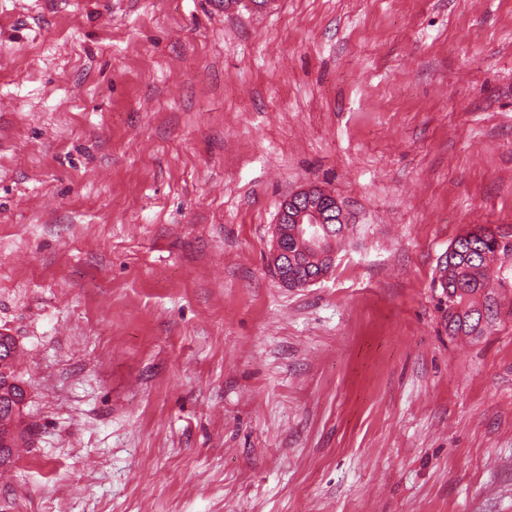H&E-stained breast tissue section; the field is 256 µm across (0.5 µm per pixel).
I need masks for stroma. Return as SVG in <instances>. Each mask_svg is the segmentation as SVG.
<instances>
[{"label":"stroma","instance_id":"obj_1","mask_svg":"<svg viewBox=\"0 0 512 512\" xmlns=\"http://www.w3.org/2000/svg\"><path fill=\"white\" fill-rule=\"evenodd\" d=\"M348 226L267 265L282 201ZM512 0H0V512H512ZM482 226L458 236L448 247L439 267V282L448 299L449 336H471L479 330V307L495 316L494 303L486 289L491 280L490 262L499 250L495 234ZM484 299V301H481ZM17 342L13 336L0 333V387L2 379H10L16 384L9 386V398L0 399V467H5L12 461L13 448H16L14 421L21 405L26 400V391L18 378L14 364L17 356ZM13 403V404H12Z\"/></svg>","mask_w":512,"mask_h":512}]
</instances>
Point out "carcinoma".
Masks as SVG:
<instances>
[{"mask_svg": "<svg viewBox=\"0 0 512 512\" xmlns=\"http://www.w3.org/2000/svg\"><path fill=\"white\" fill-rule=\"evenodd\" d=\"M499 250L495 234H478L471 229L458 236L448 247L439 267V282L448 299V335L471 336L479 330V308L495 315L494 303L486 289L491 280L490 262ZM17 342L7 333H0V380L10 379L13 398L0 399V467L12 461L16 445L14 421L26 400V391L18 378L14 364Z\"/></svg>", "mask_w": 512, "mask_h": 512, "instance_id": "obj_1", "label": "carcinoma"}]
</instances>
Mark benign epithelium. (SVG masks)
I'll list each match as a JSON object with an SVG mask.
<instances>
[{
    "mask_svg": "<svg viewBox=\"0 0 512 512\" xmlns=\"http://www.w3.org/2000/svg\"><path fill=\"white\" fill-rule=\"evenodd\" d=\"M318 188L309 187L298 190L286 197L279 210L274 228L272 249L267 262L274 271L288 263V225H294L293 234L305 240V244L317 259L335 260L336 241L328 228L333 220H343V212L334 200L331 208L336 217L328 215L329 209L316 199Z\"/></svg>",
    "mask_w": 512,
    "mask_h": 512,
    "instance_id": "benign-epithelium-1",
    "label": "benign epithelium"
}]
</instances>
